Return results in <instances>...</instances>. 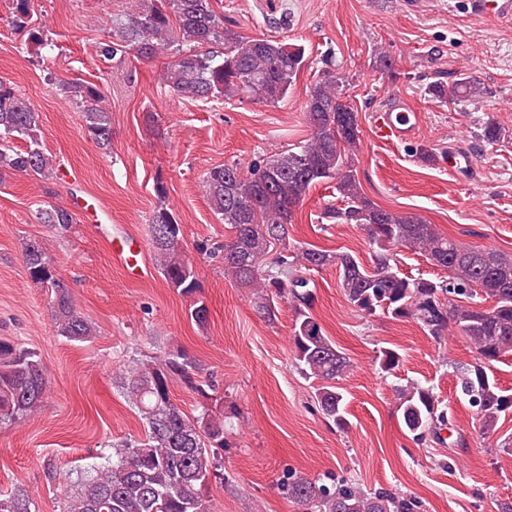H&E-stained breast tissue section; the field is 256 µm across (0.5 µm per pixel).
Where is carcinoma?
<instances>
[{
	"label": "carcinoma",
	"mask_w": 512,
	"mask_h": 512,
	"mask_svg": "<svg viewBox=\"0 0 512 512\" xmlns=\"http://www.w3.org/2000/svg\"><path fill=\"white\" fill-rule=\"evenodd\" d=\"M16 26L39 39L31 0H9ZM98 56L120 61L132 57L152 61L169 55L165 82L170 91L192 100L251 97L277 103L291 91L308 65L305 48L286 38L241 36L224 24L213 0H135L134 8L112 15L109 39L95 45ZM311 85L305 105L310 134L300 145L247 166L224 163L208 169L203 188L213 213L230 229L222 245L224 275L251 290L254 308L268 322L278 319V304L292 301L290 341L297 369L316 382L314 396L324 417L339 429L347 426L346 404L338 381L351 361L338 349L310 313L314 274L336 268L340 288L365 318L411 319L434 338L452 326L474 349L473 361L457 368L458 391L474 408L482 431L497 430L502 415L512 411V392L491 374L493 363L512 354V257L492 249H476L449 237L422 217L384 209L362 191L352 154L360 146V130L349 127L354 107L344 90L347 77L336 71L333 55ZM83 107L89 137L102 147L111 142V113L100 106V87L84 81L62 86ZM428 93L440 102L481 95L475 80L431 82ZM26 148L13 150L9 138ZM37 109L14 88L0 82V176L18 172L47 177L54 160L41 144ZM332 180L342 206H330L322 219L330 224H357L372 246V267L347 250H327L291 242L288 224L319 183ZM42 224L64 233L76 217L50 205L37 211ZM151 244L168 286L183 296L198 287L196 271L183 254L180 224L165 208L155 210L149 224ZM419 253L448 271V278H411L397 268L394 250ZM25 268L31 281L49 293L51 319L58 335L86 342L96 329L76 308L69 286L57 273L41 241L23 242ZM493 301L485 308L479 298ZM400 354L380 350L379 369L393 373ZM180 381L202 398V413L190 416L171 398ZM119 388L143 420L145 434L112 444V463L81 474L65 512H209L204 491L224 484L227 426L240 419L233 405L214 395L215 385L201 380L196 362L183 352L138 362L119 380ZM49 391L38 353L0 339V422L37 413ZM396 412L414 442H442L441 431L451 413L432 388L411 381L395 389ZM215 401L211 407L207 401ZM297 512H418V502L391 491H369L334 475L311 478L301 472L283 474L278 484ZM23 487L0 495V512H31Z\"/></svg>",
	"instance_id": "cac0c4a2"
}]
</instances>
